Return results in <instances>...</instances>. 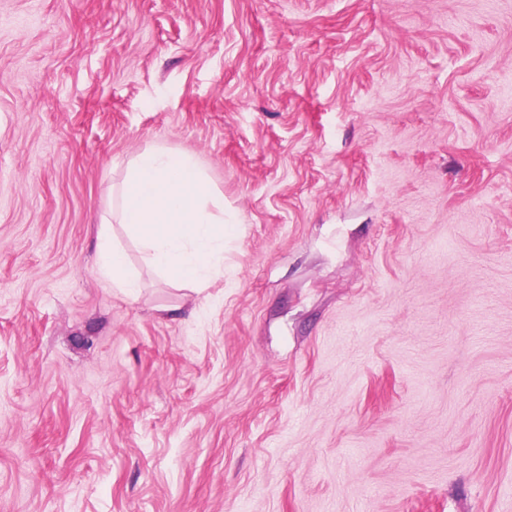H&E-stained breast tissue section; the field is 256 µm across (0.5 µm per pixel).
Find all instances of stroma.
Returning a JSON list of instances; mask_svg holds the SVG:
<instances>
[{"label": "stroma", "mask_w": 512, "mask_h": 512, "mask_svg": "<svg viewBox=\"0 0 512 512\" xmlns=\"http://www.w3.org/2000/svg\"><path fill=\"white\" fill-rule=\"evenodd\" d=\"M152 146L199 293L94 271ZM0 512H512V0H0Z\"/></svg>", "instance_id": "stroma-1"}]
</instances>
